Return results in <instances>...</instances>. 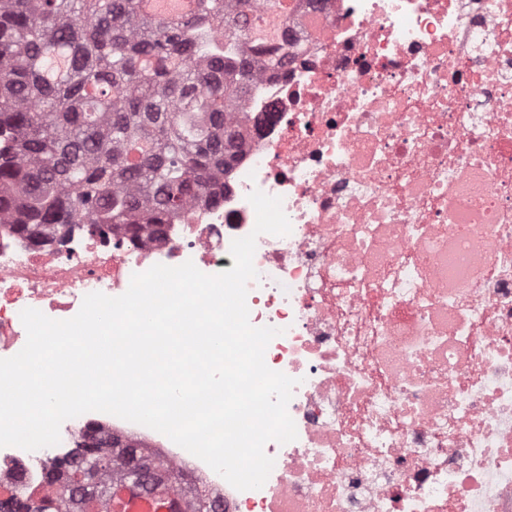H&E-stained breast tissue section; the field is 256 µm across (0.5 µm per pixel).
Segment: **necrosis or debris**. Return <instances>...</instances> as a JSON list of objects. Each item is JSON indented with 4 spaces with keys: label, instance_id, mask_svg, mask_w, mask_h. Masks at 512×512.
Here are the masks:
<instances>
[{
    "label": "necrosis or debris",
    "instance_id": "4bbe7bcc",
    "mask_svg": "<svg viewBox=\"0 0 512 512\" xmlns=\"http://www.w3.org/2000/svg\"><path fill=\"white\" fill-rule=\"evenodd\" d=\"M288 56L255 74L224 192L160 236L69 224L39 241L0 215V358L31 307L74 317L85 295L193 261L229 270L253 191L292 230L259 235L253 326L267 366L298 379L297 438L268 442L240 491L146 426L103 412L58 445L0 448V498L41 496L88 425L131 437L216 512H512V0H291Z\"/></svg>",
    "mask_w": 512,
    "mask_h": 512
}]
</instances>
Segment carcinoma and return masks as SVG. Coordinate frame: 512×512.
I'll list each match as a JSON object with an SVG mask.
<instances>
[{
  "instance_id": "carcinoma-1",
  "label": "carcinoma",
  "mask_w": 512,
  "mask_h": 512,
  "mask_svg": "<svg viewBox=\"0 0 512 512\" xmlns=\"http://www.w3.org/2000/svg\"><path fill=\"white\" fill-rule=\"evenodd\" d=\"M274 13L280 0H198L193 17L171 21L141 12L140 0H0V214L23 235L59 224H118L158 231L198 199L235 157L233 114L256 70L282 64L252 35L250 12ZM142 149L136 159L130 151ZM97 464L100 492L85 512H109L115 489L139 498L130 461L115 483L112 455L83 437L57 471L77 477ZM141 472L178 475L162 458L137 456ZM78 488L16 500L40 512H80Z\"/></svg>"
}]
</instances>
